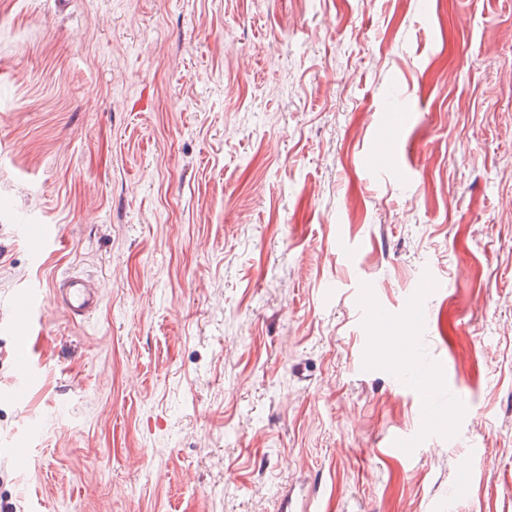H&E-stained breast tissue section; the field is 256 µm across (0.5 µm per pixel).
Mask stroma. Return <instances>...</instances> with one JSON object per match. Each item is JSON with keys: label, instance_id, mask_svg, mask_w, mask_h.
Instances as JSON below:
<instances>
[{"label": "stroma", "instance_id": "obj_1", "mask_svg": "<svg viewBox=\"0 0 512 512\" xmlns=\"http://www.w3.org/2000/svg\"><path fill=\"white\" fill-rule=\"evenodd\" d=\"M396 103L401 132L382 120ZM377 140L410 176L368 171ZM70 274L101 294L78 325L47 298ZM424 276L441 287L423 297ZM371 286L395 313L377 326ZM414 357L443 363L456 435L397 387ZM452 498L512 512V0H0V500ZM359 305L368 321H372L374 319L385 320L394 314L390 309L377 301L373 289H367L360 296Z\"/></svg>", "mask_w": 512, "mask_h": 512}]
</instances>
